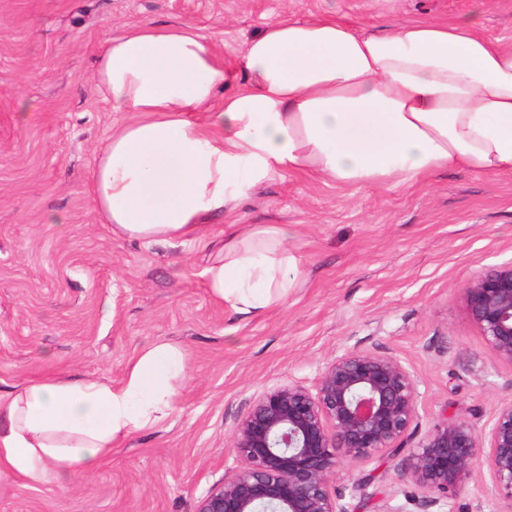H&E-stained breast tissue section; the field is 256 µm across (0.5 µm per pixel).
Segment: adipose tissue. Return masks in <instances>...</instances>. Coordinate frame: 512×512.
Listing matches in <instances>:
<instances>
[{"label":"adipose tissue","instance_id":"adipose-tissue-1","mask_svg":"<svg viewBox=\"0 0 512 512\" xmlns=\"http://www.w3.org/2000/svg\"><path fill=\"white\" fill-rule=\"evenodd\" d=\"M94 81L132 115L89 176L117 238L208 240L213 215L287 170L374 188L457 168L512 173V45L470 15L374 33L287 12L229 64L191 26L134 25L106 40ZM293 237L285 224H228L202 272L211 296L250 316L285 305L301 268ZM184 371L182 351L158 343L116 385L13 386L0 394V472L46 484L95 469L174 411Z\"/></svg>","mask_w":512,"mask_h":512}]
</instances>
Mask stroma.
I'll use <instances>...</instances> for the list:
<instances>
[{"label":"stroma","mask_w":512,"mask_h":512,"mask_svg":"<svg viewBox=\"0 0 512 512\" xmlns=\"http://www.w3.org/2000/svg\"><path fill=\"white\" fill-rule=\"evenodd\" d=\"M473 0H0V379L123 381L156 343L183 350L175 410L102 467L44 485L0 475V512H194L242 462L238 421L264 389L315 388L353 350L389 353L414 376L412 450L441 414L486 432L512 400V366L471 321L469 280L512 261V173L431 174L382 188L286 171L248 187L231 219L287 224L303 259L287 305L246 317L214 300L204 244L113 237L88 192L98 150L127 113L93 73L105 40L140 24L188 25L225 60L284 11L333 13L366 31L448 23ZM63 216L60 224L49 215ZM403 454L347 461L330 490L353 512H423ZM438 512H512L487 469Z\"/></svg>","instance_id":"1"}]
</instances>
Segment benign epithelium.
<instances>
[{
  "label": "benign epithelium",
  "mask_w": 512,
  "mask_h": 512,
  "mask_svg": "<svg viewBox=\"0 0 512 512\" xmlns=\"http://www.w3.org/2000/svg\"><path fill=\"white\" fill-rule=\"evenodd\" d=\"M472 322L497 358L512 365V262L464 288ZM417 418L414 378L400 359L351 351L321 372L315 390L288 382L261 392L237 424L242 466L195 512H350L329 483L348 460L403 448ZM484 466L493 496L512 505V401L495 410L486 434L466 418L443 416L405 460L429 493H448Z\"/></svg>",
  "instance_id": "1"
}]
</instances>
